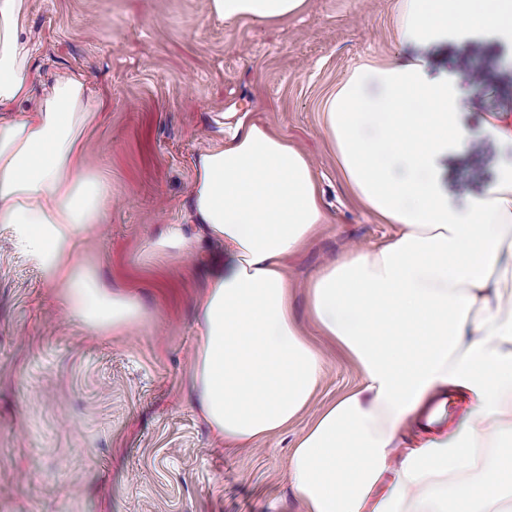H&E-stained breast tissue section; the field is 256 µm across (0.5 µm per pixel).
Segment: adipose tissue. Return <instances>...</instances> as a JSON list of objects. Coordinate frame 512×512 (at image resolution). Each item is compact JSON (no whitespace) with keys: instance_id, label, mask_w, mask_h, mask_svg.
I'll return each instance as SVG.
<instances>
[{"instance_id":"1","label":"adipose tissue","mask_w":512,"mask_h":512,"mask_svg":"<svg viewBox=\"0 0 512 512\" xmlns=\"http://www.w3.org/2000/svg\"><path fill=\"white\" fill-rule=\"evenodd\" d=\"M305 6L211 0L231 22L275 23ZM28 15L29 0H0V223L76 318L122 333L141 319L138 302L78 258L110 194L88 165L86 84L72 73L32 99ZM394 25L416 46L512 45V0H402ZM466 95L463 81L392 61L354 67L327 97L321 130L343 180L394 232L345 250L306 283L304 324L284 261L326 221L306 154L267 125L240 123L195 161V215L230 258L198 301L192 368L215 436L249 448L309 413L327 350L359 373L355 388L311 413L288 457L305 512H512V310L500 305L512 287V160L484 194L449 201L439 168L469 143ZM27 103L31 112L14 118ZM452 394L469 408L445 434Z\"/></svg>"}]
</instances>
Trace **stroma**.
<instances>
[{
	"instance_id": "stroma-1",
	"label": "stroma",
	"mask_w": 512,
	"mask_h": 512,
	"mask_svg": "<svg viewBox=\"0 0 512 512\" xmlns=\"http://www.w3.org/2000/svg\"><path fill=\"white\" fill-rule=\"evenodd\" d=\"M399 2L308 0L302 14L267 24L218 20L210 0H30L33 83L83 75L97 114L93 169L112 186L79 256L137 297L145 321L119 336L82 324L0 225V512H303L286 469L303 423L234 450L191 392L195 306L220 256L192 221L194 161L253 120L309 156L328 222L287 263L301 319L309 278L390 232L351 198L320 130L324 99L351 69L419 58L436 77L479 75L463 115L470 144L441 161L439 177L453 203L483 193L512 157L482 131L491 114L512 113V46L402 43ZM167 224L185 225L190 251L147 252ZM357 376L328 353L315 405Z\"/></svg>"
}]
</instances>
